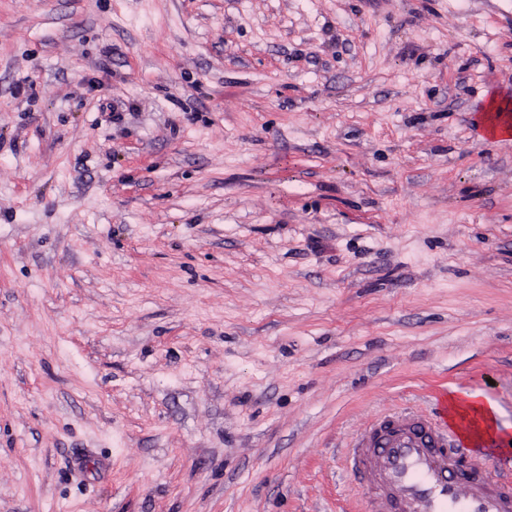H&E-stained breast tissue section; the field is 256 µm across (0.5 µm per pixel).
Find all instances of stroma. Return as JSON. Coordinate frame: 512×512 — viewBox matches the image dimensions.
Instances as JSON below:
<instances>
[{
  "mask_svg": "<svg viewBox=\"0 0 512 512\" xmlns=\"http://www.w3.org/2000/svg\"><path fill=\"white\" fill-rule=\"evenodd\" d=\"M512 0H0V512H367L375 414L512 439ZM453 406L461 414H467L470 411L478 413L483 420L485 428L491 433L497 429L495 420L496 410L490 402L484 403L481 400L479 392L464 395L462 399L454 402Z\"/></svg>",
  "mask_w": 512,
  "mask_h": 512,
  "instance_id": "35a3bbf8",
  "label": "stroma"
}]
</instances>
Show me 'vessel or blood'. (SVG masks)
I'll use <instances>...</instances> for the list:
<instances>
[{
  "instance_id": "obj_1",
  "label": "vessel or blood",
  "mask_w": 512,
  "mask_h": 512,
  "mask_svg": "<svg viewBox=\"0 0 512 512\" xmlns=\"http://www.w3.org/2000/svg\"><path fill=\"white\" fill-rule=\"evenodd\" d=\"M477 421L460 425L447 393L431 410H388L343 450L368 512H512V444L484 454Z\"/></svg>"
}]
</instances>
